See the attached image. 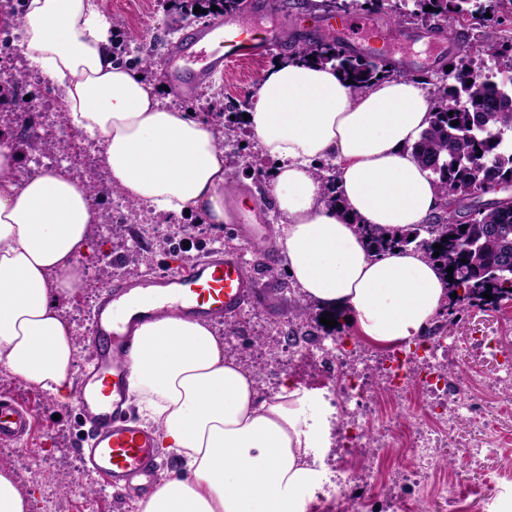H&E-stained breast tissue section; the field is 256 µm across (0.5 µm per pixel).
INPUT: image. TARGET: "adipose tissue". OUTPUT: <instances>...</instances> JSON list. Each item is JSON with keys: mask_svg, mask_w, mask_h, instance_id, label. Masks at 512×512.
Here are the masks:
<instances>
[{"mask_svg": "<svg viewBox=\"0 0 512 512\" xmlns=\"http://www.w3.org/2000/svg\"><path fill=\"white\" fill-rule=\"evenodd\" d=\"M14 27L30 68L62 94L67 127L102 147L111 183L155 213L225 224L224 149L211 123L165 107L120 59L91 0H25ZM247 124L276 159L272 203L282 218L276 249L305 298L346 314L367 342L421 336L447 284L422 253H372L359 225L405 229L444 202L412 153L431 120L416 78L353 89L328 66L290 58L266 69ZM338 166L340 204L326 202L318 160ZM19 153L0 142V364L58 400L71 399L77 348L60 299L88 282L78 255L101 223L97 198L66 164L14 176ZM129 392L161 447L185 472L163 479L138 512H306L320 488L308 459L328 442L323 406L292 380L272 397L234 360L210 324L175 313L142 322L129 356Z\"/></svg>", "mask_w": 512, "mask_h": 512, "instance_id": "adipose-tissue-1", "label": "adipose tissue"}]
</instances>
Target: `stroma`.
I'll return each instance as SVG.
<instances>
[{
    "label": "stroma",
    "mask_w": 512,
    "mask_h": 512,
    "mask_svg": "<svg viewBox=\"0 0 512 512\" xmlns=\"http://www.w3.org/2000/svg\"><path fill=\"white\" fill-rule=\"evenodd\" d=\"M96 9L116 23V41L122 56L134 61L143 42L153 45L154 69L146 72V80L160 79L158 69L167 44L179 39L192 26L170 9L169 0H92ZM263 0H251L244 19L262 27H277L297 39H307V31L319 21L320 12L304 8L298 0H280L281 8L268 12ZM380 35L376 46L386 60L408 76L421 79L427 90H434L446 66L456 62L460 53H467L473 63L485 56L482 45L487 38L512 37V14L491 6L487 16L474 22L448 20L444 27L448 38L439 40L429 35L424 26L389 23L384 13L367 15ZM288 49H274L247 65L227 67L189 98L173 94L172 105L195 114L212 118L219 111H233L237 94L254 90L263 72L275 61L287 57ZM257 151L255 139H247L243 154L227 157L228 189L244 196L247 203L262 200L264 208L257 216L277 235L280 217L271 205V186L267 180L249 174L243 155ZM181 219H166L154 228L142 224H97L91 231V249L79 261L88 269L94 286L81 296L67 301L62 315L75 330L79 357L73 370L74 383H81L90 366L88 328L100 288L125 278H149L158 273L179 269L205 259L217 248L239 247L240 242L224 227L197 224L186 237H169L170 227L181 226ZM151 252L153 263L143 266L127 261V254ZM245 259L253 276L264 288L268 299L244 307L236 316L216 321L217 336L224 340L226 356L236 360L252 374H260L262 396L275 395L284 380H294L312 391L319 386L318 372L281 361L290 349L308 348L328 336H356L353 324L338 319L336 326L322 324L324 309L307 305L284 266L274 246H266L261 254L245 251ZM503 321L496 309L473 305L455 314L440 311L426 329L427 335L447 337L448 355L459 370L449 373L453 384L465 377L484 379L492 396L504 398L512 394V374L506 372L499 359L481 348V340L499 335ZM7 398L32 408L36 421L23 447L7 446L6 456H0V469L11 470L20 490L31 502V512H135L136 501L114 495L101 478L85 468L80 449L87 427L76 402H59L50 393L31 386L21 377L0 364V399ZM468 400L459 397L457 422L448 434L444 455L453 457V465L436 462L434 477L449 491H460L478 483L481 469L468 461L470 449L480 447L482 438L469 422ZM482 469H488L507 479L504 492L494 502L470 500L468 512H506L512 506V454L501 449L485 454Z\"/></svg>",
    "instance_id": "stroma-1"
}]
</instances>
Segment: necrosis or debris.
Instances as JSON below:
<instances>
[{"instance_id":"4bbe7bcc","label":"necrosis or debris","mask_w":512,"mask_h":512,"mask_svg":"<svg viewBox=\"0 0 512 512\" xmlns=\"http://www.w3.org/2000/svg\"><path fill=\"white\" fill-rule=\"evenodd\" d=\"M427 367L419 375H412L413 355L404 346L390 348L387 354L350 351L344 343L334 342L322 349H301L290 352L289 363L303 366L332 364L336 379L327 385L329 400L342 421V439L336 464L327 485L324 500L330 512H416L419 503L433 497L443 500L448 512H467L469 498L478 497L495 488V479L471 486L467 493L452 494L447 487L432 484L434 453L438 445L446 443L448 432L455 423L458 407L446 400L448 386L443 363L448 350V339L435 336L420 345ZM380 374L386 384L387 395L397 405L406 407V419L394 422L383 416L379 400L371 391L369 377ZM481 380H471L464 392L473 400L469 406L470 420L486 444L502 446L498 421L503 402L487 401L482 396ZM374 422L377 448H401L408 475L395 481L392 491L382 494L374 480H367L364 489L353 486V477L359 467V440L366 422Z\"/></svg>"}]
</instances>
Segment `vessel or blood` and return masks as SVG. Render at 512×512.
Instances as JSON below:
<instances>
[{"label":"vessel or blood","mask_w":512,"mask_h":512,"mask_svg":"<svg viewBox=\"0 0 512 512\" xmlns=\"http://www.w3.org/2000/svg\"><path fill=\"white\" fill-rule=\"evenodd\" d=\"M336 27L351 44L362 43L370 33L362 17H342ZM282 44L279 31L219 18L193 27L168 46L160 75L191 96L227 65L249 62ZM225 207L234 230L249 244L266 240L265 226L245 223L234 198H226ZM262 296L258 281L233 250L214 252L187 271L112 283L95 303L89 336L94 362L77 394L89 425L87 446L81 451L85 467L118 491L147 495L154 489L155 433L130 418L127 353L133 324L158 310L205 321L226 318ZM34 421L28 407L0 402V443L24 436Z\"/></svg>","instance_id":"vessel-or-blood-1"}]
</instances>
